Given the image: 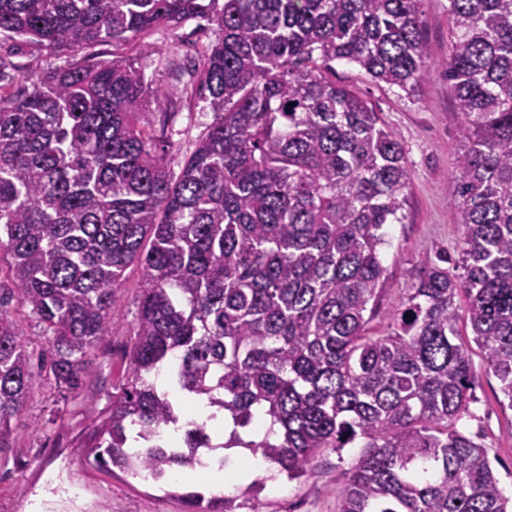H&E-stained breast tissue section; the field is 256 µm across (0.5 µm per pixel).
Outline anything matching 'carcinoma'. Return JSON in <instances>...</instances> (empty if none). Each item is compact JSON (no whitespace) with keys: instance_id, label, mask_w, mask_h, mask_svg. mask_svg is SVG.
Segmentation results:
<instances>
[{"instance_id":"cac0c4a2","label":"carcinoma","mask_w":512,"mask_h":512,"mask_svg":"<svg viewBox=\"0 0 512 512\" xmlns=\"http://www.w3.org/2000/svg\"><path fill=\"white\" fill-rule=\"evenodd\" d=\"M448 2L465 276L440 266L446 256L424 258L372 334L386 227L403 223L411 172L395 132L327 72L345 61L414 93L423 0H0V41L18 49L126 43L193 19L217 33L195 57L167 60L212 113L177 173L143 117L150 95L166 127L182 97L143 71L72 64L12 92L0 62V250L49 337L34 356L0 300V455L35 377L80 387L136 261L127 375L110 407L89 411L91 465L156 482L206 466L218 450L207 422H186L178 448L163 438L176 397L197 396L240 428L264 415L262 439L235 430L227 447L290 479L322 450L360 442L338 512H512L483 445L457 429L473 401L461 317L512 409V0ZM187 499L195 512L231 503Z\"/></svg>"}]
</instances>
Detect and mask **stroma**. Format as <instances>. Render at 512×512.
<instances>
[{
	"instance_id": "obj_1",
	"label": "stroma",
	"mask_w": 512,
	"mask_h": 512,
	"mask_svg": "<svg viewBox=\"0 0 512 512\" xmlns=\"http://www.w3.org/2000/svg\"><path fill=\"white\" fill-rule=\"evenodd\" d=\"M423 11L428 72L415 93L375 83L356 65H334L337 82L358 91L397 133L411 171L406 218L389 225V243L382 252L388 277L371 322L377 332L385 329L389 313L404 301L423 257L447 256L449 273H463L455 186L463 119L454 106L443 69L450 44L448 0H424ZM214 39L212 29L190 20L175 34L155 31L125 44L105 42L85 55L94 62L126 57L147 79L163 85L167 82V57H193L197 47ZM144 44L154 45L155 53L142 54ZM85 55L68 47L17 51L9 43L0 44V56L8 58L22 74L65 66ZM211 120L199 96L187 99L169 136L174 161H184ZM142 285L141 266L131 264L115 293L109 334L88 356L79 390L61 394L46 378L34 380L22 411L11 420L13 453L8 461H0V512H101L107 504L112 512H189L185 493L198 491L204 497H214V490L200 482L154 483L80 461L89 443V407L109 406L114 387L127 371ZM13 294L7 273H0V296L8 300L17 331L30 350L41 351L48 338L37 320L18 306ZM458 329L473 362L475 397L470 415L462 418L458 428L483 444L501 490L512 498V409L502 406L499 382L486 370L469 325L459 323ZM359 455L356 448H328L316 456L305 479L281 477L276 486H264L256 493L237 485L226 495L233 499L235 512H337V495Z\"/></svg>"
}]
</instances>
